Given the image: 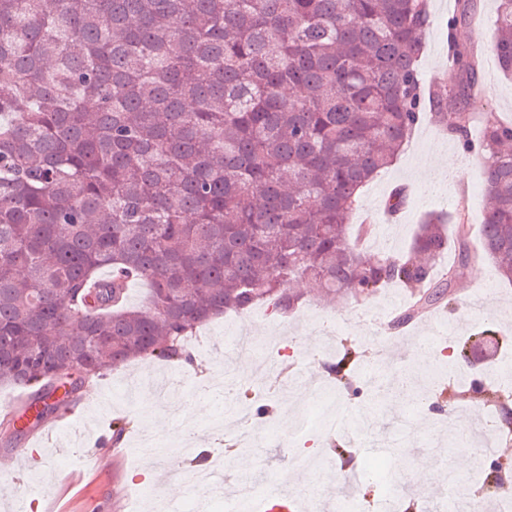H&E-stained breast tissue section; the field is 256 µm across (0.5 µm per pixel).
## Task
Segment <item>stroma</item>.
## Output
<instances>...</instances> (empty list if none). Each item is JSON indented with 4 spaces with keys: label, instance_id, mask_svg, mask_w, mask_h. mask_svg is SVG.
Wrapping results in <instances>:
<instances>
[{
    "label": "stroma",
    "instance_id": "35a3bbf8",
    "mask_svg": "<svg viewBox=\"0 0 512 512\" xmlns=\"http://www.w3.org/2000/svg\"><path fill=\"white\" fill-rule=\"evenodd\" d=\"M496 9V0H478L470 25L461 28L459 34L473 43L481 61L480 83L487 88L481 111L512 122V78L502 73L491 52ZM429 11L431 21L418 68L424 85L443 86L447 75L455 71L448 51V22L459 12L458 0H429ZM434 157L452 158L454 170L433 171L428 161ZM400 187L407 191V203L393 222H386V202ZM486 203L479 155L466 153L458 140L427 116L415 127L397 160L362 189L350 217V232L358 234L360 224L373 218L382 225L384 236L367 239L364 254L400 257L408 252L424 216L445 214L460 205L466 209L472 236H479ZM480 268L482 278L476 283L470 278V266L460 267L450 302L433 307L431 313L452 320L454 337L459 341L477 335L485 318L495 319L504 340L496 345L485 344L479 355L485 364L480 374L488 378L499 360L512 359V284L500 279L491 261L481 262ZM484 291L489 294L486 314L470 313L471 299ZM378 304L392 311L403 310L408 306V294L399 285L391 284L364 301L336 304L311 292L299 310L276 321L262 307L244 313L229 312L196 328L189 336L186 346L193 369L138 359L92 378L100 398L112 397L111 410L100 409L98 400L90 401L80 394L69 419L55 416L12 435H0V512H132L136 506L133 494L143 486L144 470L184 467L187 457L177 448L164 446L150 457L135 449L142 429H149L155 438L164 440L179 428L176 411L162 401L148 407L137 397L125 401L116 397L118 386L127 379L159 373L192 380V388L183 392L182 404L204 409L192 426L193 446L208 449L213 456L223 455L227 480L252 481L261 493L296 481L301 491H315L324 500L334 498L346 477L344 470L336 469L333 481L319 479L308 463L307 452L312 449L317 455L333 457L335 446L343 443L344 437L321 429L298 436V424L309 414L312 390L307 383L301 389H291L286 379L298 367L308 370L311 377H320V364L335 360L346 344L358 349L365 365L372 362L377 345H384L386 364L378 366L372 375L365 366L359 369L352 390L338 395L337 401L352 411L372 408L371 418L380 436L400 437L396 455L403 457L404 466L395 472L407 489L405 499L421 501L425 512H430L448 492L445 475L449 457L454 456L458 443L481 430L482 416L475 412L473 402L453 401L454 382L408 367L409 356L404 351L412 337L408 327H399L378 340L368 336L365 315ZM315 316L335 318L343 324L329 350H322L311 332V319ZM229 327L246 330L256 339L281 332L286 335L287 351L281 361L287 369L283 375L254 373L243 377L248 390H265L264 404L285 410L284 416L265 418L258 433L260 441L253 448L238 447L239 425L221 409L224 363L239 358L224 344V332ZM457 418L466 419L467 428L454 429ZM118 419L129 423L120 446L110 442L112 423ZM32 445L55 457L54 466L46 468L15 460L17 450ZM421 459L428 462L422 470L416 467Z\"/></svg>",
    "mask_w": 512,
    "mask_h": 512
}]
</instances>
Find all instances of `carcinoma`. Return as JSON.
Wrapping results in <instances>:
<instances>
[{"label": "carcinoma", "instance_id": "1", "mask_svg": "<svg viewBox=\"0 0 512 512\" xmlns=\"http://www.w3.org/2000/svg\"><path fill=\"white\" fill-rule=\"evenodd\" d=\"M474 8L448 23L458 83L425 93L427 0H0V385L47 419L60 388L184 361L187 334L229 310L288 315L299 280L357 300L399 282L409 318L450 295L453 268L433 272L449 223L458 263L512 282V123L469 135L479 60L457 27ZM496 25L512 74V0ZM426 104L482 157L480 241L464 210L430 215L405 260L370 264L349 217Z\"/></svg>", "mask_w": 512, "mask_h": 512}]
</instances>
